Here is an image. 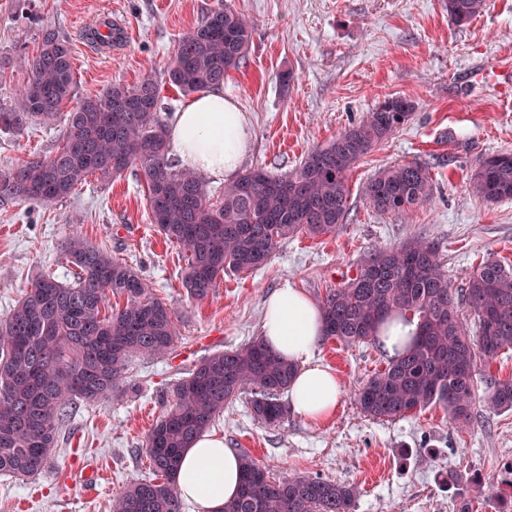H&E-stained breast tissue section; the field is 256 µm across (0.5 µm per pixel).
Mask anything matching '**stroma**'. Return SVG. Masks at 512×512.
Here are the masks:
<instances>
[{"label": "stroma", "instance_id": "stroma-1", "mask_svg": "<svg viewBox=\"0 0 512 512\" xmlns=\"http://www.w3.org/2000/svg\"><path fill=\"white\" fill-rule=\"evenodd\" d=\"M256 23L245 63L224 79V96L248 116L252 143L244 168L293 171L313 146L333 139L384 99L415 109L385 143L351 171L349 210L336 233L283 240L258 270L229 273L213 293L191 299L182 283L184 258L152 224L142 187L131 172L96 179L47 204H0V319L41 275L72 282L61 253L70 230L139 270L154 294L171 304L180 331L165 357L139 356L135 389L102 406L78 405L45 470L0 477V512H112L129 484L151 478L146 437L170 391L204 357L258 338L269 294L293 285L311 300L353 277L360 255L415 236L436 243L453 287L487 257L512 265V200L489 202L469 182L484 156L512 151V0L455 25L445 0H0V108L18 104L34 55L52 27L72 43L76 94L136 84L153 75L162 115L187 97L165 71L180 38L218 2ZM124 30L121 44L101 48L89 31L104 21ZM292 70L290 85L280 71ZM63 122L0 130V167L52 150ZM429 163L430 205L400 213L369 207L368 179L379 169ZM313 358L337 373L343 395L328 419L291 413L277 426L258 423L240 395L212 426L227 447L248 451L271 477L317 474L356 486L355 512H496L482 492L512 462V411L474 405L472 424L455 428L439 408L403 419L365 416L353 395L387 354L377 346L318 341ZM111 478L107 490L81 484L83 464ZM455 484H448V474Z\"/></svg>", "mask_w": 512, "mask_h": 512}]
</instances>
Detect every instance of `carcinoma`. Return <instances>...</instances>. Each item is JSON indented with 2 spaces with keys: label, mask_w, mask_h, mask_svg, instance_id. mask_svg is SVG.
Segmentation results:
<instances>
[{
  "label": "carcinoma",
  "mask_w": 512,
  "mask_h": 512,
  "mask_svg": "<svg viewBox=\"0 0 512 512\" xmlns=\"http://www.w3.org/2000/svg\"><path fill=\"white\" fill-rule=\"evenodd\" d=\"M486 0H445L450 19L469 23ZM255 24L219 3L179 41L166 70L185 94L224 84L246 60ZM28 79L18 106L0 110V130L56 122L75 97L71 42L47 29L37 53L21 57ZM157 80L114 84L86 95L68 113L57 148L17 166L0 168V202L46 204L64 199L91 176L102 183L131 170L144 185L152 223L183 256V284L202 300L228 272H251L294 234L336 232L349 209L348 175L357 162L388 140L414 105L386 98L360 122L316 145L287 175L263 168L243 171L217 195L194 172L177 167L167 149ZM470 188L491 201L512 200V151L482 158ZM377 211L399 213L433 200L425 161L396 163L366 183ZM74 282L42 275L0 321V475L34 477L47 466L73 405H104L127 390L131 359L163 357L179 339L172 308L157 298L131 265L90 244L76 232L61 245ZM125 305L106 312L109 295ZM466 307L469 318L460 316ZM323 338L371 345L394 313L417 319V338L369 377L354 400L375 419L396 420L431 406L466 428L473 417L478 381L484 405L512 411V381H496L485 367L512 350V266L486 258L452 288L439 247L412 237L363 253L356 275L326 291L319 302ZM295 365L255 339L236 350L201 359L171 392L168 408L149 431L146 457L154 478L128 485L112 512H182L174 476L185 448L210 429L224 407L251 394L254 417L276 426L288 416L280 395ZM242 481L223 512H355V486L320 475L269 476L250 454H240ZM497 512H512V465L488 484Z\"/></svg>",
  "instance_id": "obj_1"
}]
</instances>
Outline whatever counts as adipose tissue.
Here are the masks:
<instances>
[{"label":"adipose tissue","instance_id":"ef3b65f1","mask_svg":"<svg viewBox=\"0 0 512 512\" xmlns=\"http://www.w3.org/2000/svg\"><path fill=\"white\" fill-rule=\"evenodd\" d=\"M251 134L246 114L215 87L193 96L174 113L168 149L183 167L203 178L231 182L240 172ZM322 334V313L301 290L288 285L266 299L261 338L268 348L297 365L288 398L292 410L312 422L334 413L342 396L336 374L313 360ZM239 478V456L223 438L206 433L184 450L176 488L200 512H222L225 502L235 496Z\"/></svg>","mask_w":512,"mask_h":512}]
</instances>
